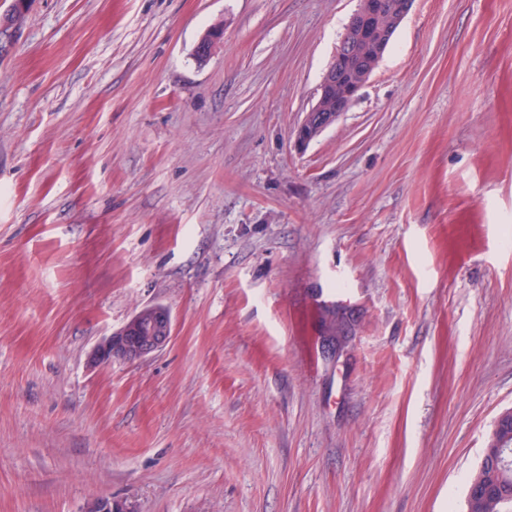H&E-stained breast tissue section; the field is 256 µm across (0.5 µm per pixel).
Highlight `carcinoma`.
<instances>
[{
	"label": "carcinoma",
	"mask_w": 512,
	"mask_h": 512,
	"mask_svg": "<svg viewBox=\"0 0 512 512\" xmlns=\"http://www.w3.org/2000/svg\"><path fill=\"white\" fill-rule=\"evenodd\" d=\"M321 323L336 331L348 323L336 306H325ZM482 459L468 481L466 512H512V420L494 424Z\"/></svg>",
	"instance_id": "carcinoma-1"
}]
</instances>
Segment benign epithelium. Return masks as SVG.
Here are the masks:
<instances>
[{"label": "benign epithelium", "instance_id": "obj_1", "mask_svg": "<svg viewBox=\"0 0 512 512\" xmlns=\"http://www.w3.org/2000/svg\"><path fill=\"white\" fill-rule=\"evenodd\" d=\"M30 2L11 0L9 9L0 17V58L11 49ZM413 3L414 0H399L388 7L380 0H360V6L336 49V59L341 66L333 63L325 72L315 103L295 130L296 145L307 146L347 112L378 66L393 31L409 13ZM221 37V29L209 31L198 43V56L209 55ZM172 330V317L168 310L159 306L144 307L93 350L92 363L101 366L114 360L143 359L167 345ZM89 512H135V509L120 501L100 499Z\"/></svg>", "mask_w": 512, "mask_h": 512}]
</instances>
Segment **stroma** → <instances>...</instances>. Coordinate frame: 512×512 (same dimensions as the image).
I'll list each match as a JSON object with an SVG mask.
<instances>
[{
  "label": "stroma",
  "mask_w": 512,
  "mask_h": 512,
  "mask_svg": "<svg viewBox=\"0 0 512 512\" xmlns=\"http://www.w3.org/2000/svg\"><path fill=\"white\" fill-rule=\"evenodd\" d=\"M358 7L32 0L0 58V512H464L512 408V0H415L296 148ZM324 304L355 318L333 359ZM151 305L170 342L93 366Z\"/></svg>",
  "instance_id": "1"
}]
</instances>
